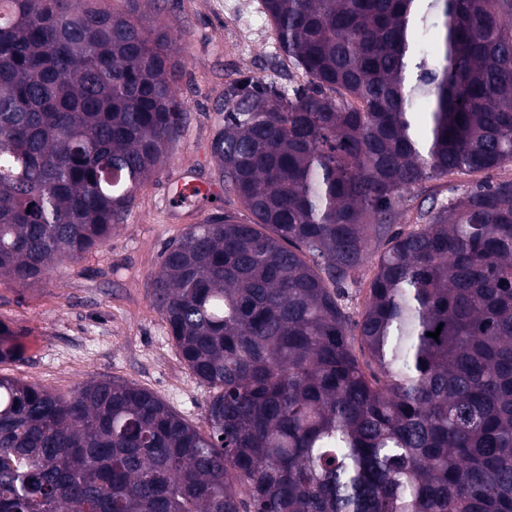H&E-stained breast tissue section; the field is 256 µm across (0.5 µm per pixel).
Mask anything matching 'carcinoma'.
I'll return each instance as SVG.
<instances>
[{
	"mask_svg": "<svg viewBox=\"0 0 512 512\" xmlns=\"http://www.w3.org/2000/svg\"><path fill=\"white\" fill-rule=\"evenodd\" d=\"M260 5L305 81L224 83L212 150L251 219L190 226L150 282L205 428L134 382L0 375V512H512V178L426 194L512 166V0ZM1 10L0 280L30 288L181 137L180 36L111 0ZM511 173L512 170L510 168H506L502 170H494L492 172H487L480 175L448 176V179H445L443 181L430 183L428 185L429 188L427 193H437L439 197H449L460 192V189H463L464 187L470 185H474L476 182L480 180H488L490 178L493 181H495L503 177H511Z\"/></svg>",
	"mask_w": 512,
	"mask_h": 512,
	"instance_id": "carcinoma-1",
	"label": "carcinoma"
}]
</instances>
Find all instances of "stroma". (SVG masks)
Segmentation results:
<instances>
[{"mask_svg":"<svg viewBox=\"0 0 512 512\" xmlns=\"http://www.w3.org/2000/svg\"><path fill=\"white\" fill-rule=\"evenodd\" d=\"M138 16L181 36L183 68L175 90L187 114L184 133L138 190L107 247L59 264L40 287L0 283V323L20 349L17 360L0 363V374L64 397L91 378L132 381L199 425L207 389L181 361L152 304L149 283L165 245L190 225L220 209L239 221L250 219L225 194L211 153L224 126L225 78L249 72L285 88L302 78L271 68L279 49L256 0H142ZM184 169L208 193L192 208H169L168 185Z\"/></svg>","mask_w":512,"mask_h":512,"instance_id":"1","label":"stroma"}]
</instances>
